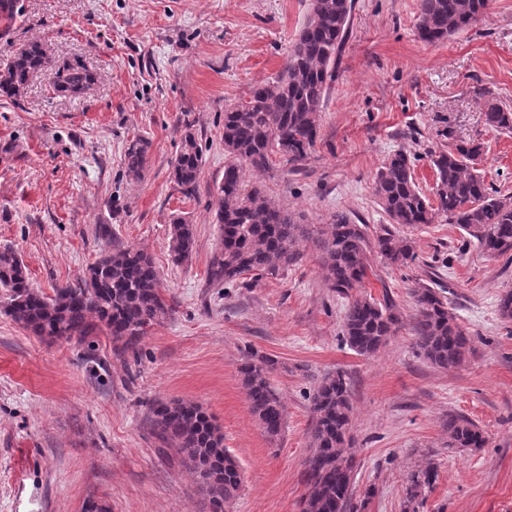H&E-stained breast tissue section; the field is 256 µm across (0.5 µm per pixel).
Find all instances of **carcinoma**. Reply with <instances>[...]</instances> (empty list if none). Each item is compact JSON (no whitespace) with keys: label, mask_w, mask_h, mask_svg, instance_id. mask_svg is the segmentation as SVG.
<instances>
[{"label":"carcinoma","mask_w":512,"mask_h":512,"mask_svg":"<svg viewBox=\"0 0 512 512\" xmlns=\"http://www.w3.org/2000/svg\"><path fill=\"white\" fill-rule=\"evenodd\" d=\"M354 4L355 0H311L309 17L282 71L272 82L254 89L249 98L224 110V151L229 160L217 186L215 221L220 224L221 247L209 267L212 283L230 284L248 272L274 276L297 263L302 258L299 244L309 241L317 251L326 286L347 296L364 283L371 251L392 265L414 261L411 242L396 235L392 226L432 224L441 215L466 231L488 256L512 261V201L496 195L475 167L483 153L480 142L431 155L436 174L433 203L416 184L407 153L400 150L389 156L376 174L373 190L391 225L381 227L372 242L345 212L332 214L326 227L318 229L274 201L263 186L247 183L246 169L268 171L272 155L295 163L314 149L323 102L335 81L338 53L349 32ZM488 9L489 0H419L418 35L429 43L441 41L486 20ZM18 16L15 0H0L1 28L11 29ZM44 64L41 44L34 42L20 50L0 72V96H18ZM65 80L86 88L89 71L80 62L69 64ZM485 122L494 130L512 132V110L491 103ZM145 165V147L130 145L127 174L139 178ZM201 166L202 148L188 132L172 164L173 179L187 198L195 193ZM194 244V226L182 218L173 220L174 261H184ZM0 288L8 295L5 314L44 340L82 338L102 327L112 340L133 351L148 330L172 312L162 297L161 278L151 257L130 247L105 254L78 285L56 287L51 295L30 286L22 259L13 248L4 247L0 249ZM412 295L416 303L412 334L418 353L441 369L461 366L472 350V340L448 308L443 289L418 279ZM399 323L389 298L355 297L344 312L343 342L356 353L370 356ZM274 366V359L248 351L238 367L250 410L270 439L277 438L284 425L283 406L271 382ZM308 400L311 444L303 462L308 492L300 512H360L364 505L353 503L352 406L346 375L338 371L325 376ZM149 423L161 444L176 447L179 464L194 475L205 508L224 512V503L237 496L242 478L214 419L198 403L171 400L152 405ZM445 426L453 448H480L485 443L479 427L466 416L450 413ZM434 480L430 465L410 475L404 512H419L422 490Z\"/></svg>","instance_id":"cac0c4a2"}]
</instances>
